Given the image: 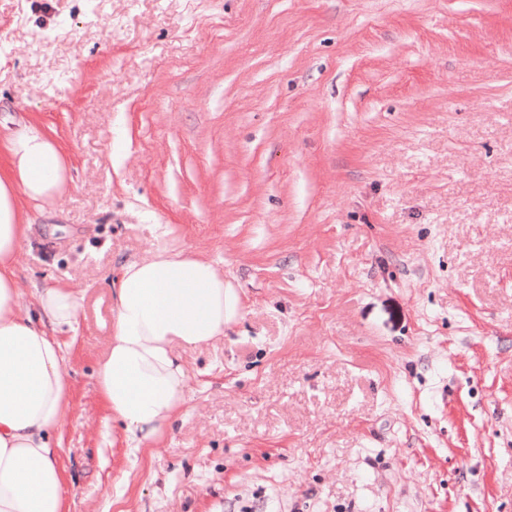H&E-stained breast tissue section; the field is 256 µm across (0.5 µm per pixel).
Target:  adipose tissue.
<instances>
[{
	"label": "adipose tissue",
	"instance_id": "adipose-tissue-1",
	"mask_svg": "<svg viewBox=\"0 0 512 512\" xmlns=\"http://www.w3.org/2000/svg\"><path fill=\"white\" fill-rule=\"evenodd\" d=\"M0 163V512H70L51 439L65 423L71 381L58 334L76 330L82 299L65 283L22 295L17 256L32 217L66 184L58 144L19 123ZM234 300L218 266L162 246L126 260L112 284V334L95 370L109 416L134 447L157 443L188 401L178 348L224 337Z\"/></svg>",
	"mask_w": 512,
	"mask_h": 512
}]
</instances>
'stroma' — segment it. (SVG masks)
<instances>
[{
	"instance_id": "35a3bbf8",
	"label": "stroma",
	"mask_w": 512,
	"mask_h": 512,
	"mask_svg": "<svg viewBox=\"0 0 512 512\" xmlns=\"http://www.w3.org/2000/svg\"><path fill=\"white\" fill-rule=\"evenodd\" d=\"M21 120L70 175L17 265L83 298L70 512H512V0H0ZM168 242L235 308L134 451L92 371Z\"/></svg>"
}]
</instances>
